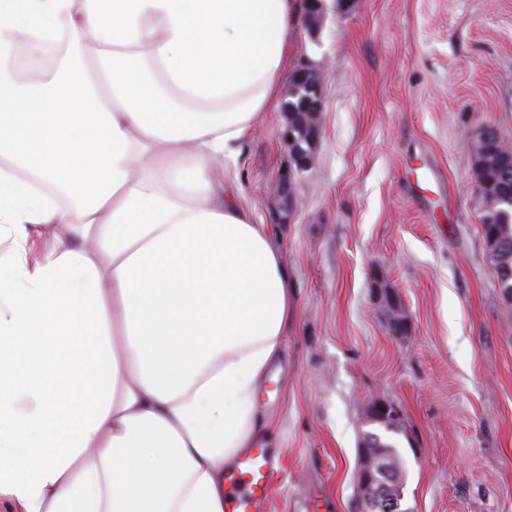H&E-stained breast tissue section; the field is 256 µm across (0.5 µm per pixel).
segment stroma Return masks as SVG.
Here are the masks:
<instances>
[{"label": "stroma", "instance_id": "obj_1", "mask_svg": "<svg viewBox=\"0 0 512 512\" xmlns=\"http://www.w3.org/2000/svg\"><path fill=\"white\" fill-rule=\"evenodd\" d=\"M325 62L322 135L284 205L279 100L234 187L282 248L297 321L258 405L281 464L263 512H351L365 406L403 414L411 512H512V302L480 226L466 135L512 144V0H326L289 68ZM405 309L393 335L375 269Z\"/></svg>", "mask_w": 512, "mask_h": 512}]
</instances>
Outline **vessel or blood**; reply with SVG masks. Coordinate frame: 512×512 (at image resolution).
Wrapping results in <instances>:
<instances>
[{
    "mask_svg": "<svg viewBox=\"0 0 512 512\" xmlns=\"http://www.w3.org/2000/svg\"><path fill=\"white\" fill-rule=\"evenodd\" d=\"M278 464V454L261 443L240 454L224 475V512H260Z\"/></svg>",
    "mask_w": 512,
    "mask_h": 512,
    "instance_id": "obj_1",
    "label": "vessel or blood"
}]
</instances>
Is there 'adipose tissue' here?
<instances>
[{
    "instance_id": "1",
    "label": "adipose tissue",
    "mask_w": 512,
    "mask_h": 512,
    "mask_svg": "<svg viewBox=\"0 0 512 512\" xmlns=\"http://www.w3.org/2000/svg\"><path fill=\"white\" fill-rule=\"evenodd\" d=\"M299 13L0 0V512H224L225 466L271 438L294 295L224 165ZM21 44L65 52L24 79Z\"/></svg>"
}]
</instances>
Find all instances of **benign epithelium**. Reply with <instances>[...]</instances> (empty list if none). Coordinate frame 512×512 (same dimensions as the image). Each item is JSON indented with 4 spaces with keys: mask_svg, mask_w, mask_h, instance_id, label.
<instances>
[{
    "mask_svg": "<svg viewBox=\"0 0 512 512\" xmlns=\"http://www.w3.org/2000/svg\"><path fill=\"white\" fill-rule=\"evenodd\" d=\"M324 69L313 72L306 67L296 69L294 91H316V96L307 102L311 113L309 145H316L322 134L321 117L324 108L323 82ZM288 146L294 147L291 165L281 171L270 185L271 193L288 202L293 199L296 176L308 171L313 165V157L301 147L295 145L294 128L285 122L281 133ZM383 315L393 332L402 333L407 320L393 299H388L383 308ZM367 421L396 425L402 421L400 409L393 403L377 399L367 405ZM406 477L399 471L378 461L366 446L359 448V463L356 471V507L355 512H400L404 500Z\"/></svg>",
    "mask_w": 512,
    "mask_h": 512,
    "instance_id": "obj_1",
    "label": "benign epithelium"
}]
</instances>
